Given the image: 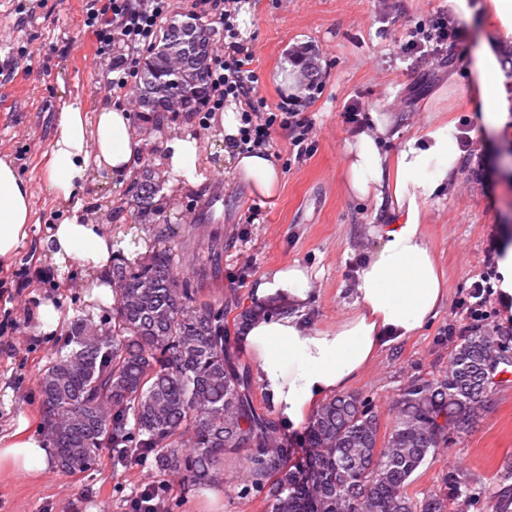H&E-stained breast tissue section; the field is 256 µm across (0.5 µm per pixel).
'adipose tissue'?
<instances>
[{
    "label": "adipose tissue",
    "instance_id": "adipose-tissue-1",
    "mask_svg": "<svg viewBox=\"0 0 512 512\" xmlns=\"http://www.w3.org/2000/svg\"><path fill=\"white\" fill-rule=\"evenodd\" d=\"M488 37L472 54L467 74L482 99L483 131L504 136L512 127V0H489L483 13ZM398 122L393 98L369 114V126L346 140L344 190L371 200L384 229L380 244L355 272L353 302L328 329L303 320L313 291L311 272L300 265L268 271L252 286L263 314L249 323L242 343L255 361V377L282 424L296 428L325 399L343 391L381 351L422 329L445 302L444 280L425 237L424 202L449 188L462 162L453 126H429L406 138L395 156L382 145ZM148 141L131 132L125 107L101 102L87 117L77 102L63 103L52 140L46 191L68 208L49 230L45 247L55 264H75L91 274L90 301L111 307L112 261L119 245L111 230L84 216L83 190L94 179L124 181L140 166ZM202 144L192 132L167 138L159 165L171 187L197 185ZM235 173L260 195H275L281 171L264 150L237 156ZM32 190L12 159L0 156V262L12 260L28 235ZM497 280L494 295L502 319L512 318V227L494 239ZM26 421L0 434V466L33 475L49 467L43 435H27Z\"/></svg>",
    "mask_w": 512,
    "mask_h": 512
}]
</instances>
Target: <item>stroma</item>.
Wrapping results in <instances>:
<instances>
[{
	"mask_svg": "<svg viewBox=\"0 0 512 512\" xmlns=\"http://www.w3.org/2000/svg\"><path fill=\"white\" fill-rule=\"evenodd\" d=\"M450 5V0H258L250 9L247 41L268 104L286 95L278 76L292 68L291 51L308 46L316 56L321 91L299 92L304 113L315 124L316 150L305 161L288 163V133L277 130L269 152L284 167L282 184L275 196L264 197L236 177L232 156L212 137L202 113L171 114L162 131L152 135L146 164L156 165L166 138L187 130L202 141L198 169L203 176L200 186L166 195L150 227L152 239L170 243L175 273L199 276L197 261L207 253L209 234L220 229V271L199 276L206 296L252 306L255 281L272 267L296 263L314 276L305 320L319 329L333 326L353 301L352 265L380 242L372 202L349 198L343 190L344 143L352 135L346 106L358 100L372 107L394 97L399 137L389 144L393 152L402 138L428 124H465L472 130L481 125L475 90L441 103L435 98L467 67L477 22L461 19L462 32L443 61L411 65L397 55L410 20ZM86 8L87 0H0V154L12 157L33 191L28 237L11 264L0 266V315L11 313L17 321L0 333V432L14 429L22 418L29 431L43 429L38 381L64 333L35 331L37 304L53 300L69 318L75 311L93 310L82 287L89 273L77 266L59 273L40 248L62 209L44 188L59 102L75 99L90 112L99 101L112 100L131 112L133 129L142 125L135 92L115 91L108 84L112 58L122 49L97 54L85 24ZM474 147L453 186L426 204L425 233L448 290L444 306L423 330L385 348L346 389L373 401L384 430L410 377L446 374L462 341L458 331L467 323L458 303L473 281L493 270L490 243L499 225L512 224V145L478 138ZM128 189L125 182L89 183L87 217L116 234L140 228ZM254 206L260 215L251 223L247 217ZM511 463L512 371L495 385L468 432L452 436L416 471L409 492L420 496L437 490L446 476L458 473L470 480L478 501H456L448 512H492L490 493L512 488V479L501 477ZM241 475V458L226 457L221 512H263L260 499L239 496ZM152 481L171 485L175 512H204L199 487L184 486L179 475L159 472L149 463L117 469L107 454L83 472L54 468L27 478L1 469L0 512H128L129 491Z\"/></svg>",
	"mask_w": 512,
	"mask_h": 512,
	"instance_id": "1",
	"label": "stroma"
}]
</instances>
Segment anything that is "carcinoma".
Instances as JSON below:
<instances>
[{
    "label": "carcinoma",
    "instance_id": "cac0c4a2",
    "mask_svg": "<svg viewBox=\"0 0 512 512\" xmlns=\"http://www.w3.org/2000/svg\"><path fill=\"white\" fill-rule=\"evenodd\" d=\"M156 42L165 59L144 64L138 86L140 108L152 115L172 111L176 87L166 70L187 44L169 23ZM182 95L185 111H197L209 95L206 68ZM158 183L166 179L150 166L137 173L129 188L137 216L159 210ZM220 254L216 231L200 274L218 272ZM174 263L165 245L115 260L112 317L74 316L45 364L44 428L61 469L88 470L108 450L116 467L150 460L196 486L220 478L224 457L242 453L239 494L261 499L264 512H448V502L469 499V482L453 475L420 499L409 487L488 398L483 334L461 343L446 375L408 379L383 434L370 400L325 402L303 433V460L294 463L278 420L254 402L250 365L230 352L224 302L202 299L198 281L174 275Z\"/></svg>",
    "mask_w": 512,
    "mask_h": 512
}]
</instances>
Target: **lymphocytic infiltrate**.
I'll return each mask as SVG.
<instances>
[{"label": "lymphocytic infiltrate", "instance_id": "1", "mask_svg": "<svg viewBox=\"0 0 512 512\" xmlns=\"http://www.w3.org/2000/svg\"><path fill=\"white\" fill-rule=\"evenodd\" d=\"M242 3L224 0L219 17L224 25V51L209 67L211 94L207 109L215 112L227 103H238L243 123L236 141L240 150L270 145L273 132L285 129L290 134L291 156L298 162L306 160L316 146L314 124L302 112L297 98L271 106L261 96L260 78L252 66L255 53L239 38L236 18ZM169 11L170 0H106L100 9H88L85 24L92 29L98 54H109L117 41L125 48L112 64L113 89L123 91L133 84L140 56L151 47L157 27ZM459 33V25L447 11L417 18L399 42V55L417 63L436 60Z\"/></svg>", "mask_w": 512, "mask_h": 512}]
</instances>
